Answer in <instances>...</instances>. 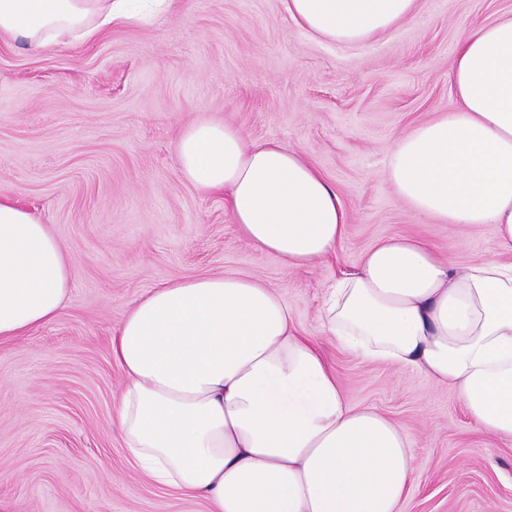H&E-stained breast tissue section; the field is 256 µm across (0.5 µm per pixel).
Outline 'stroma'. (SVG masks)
<instances>
[{
  "label": "stroma",
  "instance_id": "35a3bbf8",
  "mask_svg": "<svg viewBox=\"0 0 512 512\" xmlns=\"http://www.w3.org/2000/svg\"><path fill=\"white\" fill-rule=\"evenodd\" d=\"M509 11L512 0H420L414 19L347 47L301 31L282 0H174L91 42L34 51L0 38V193L77 261L56 319L0 343V512H207L126 456L112 336L161 282L223 272L277 290L348 402L410 436L403 512H512V443L480 431L449 388L341 350L320 321L326 285L377 239L423 237L459 264L495 252L491 226L416 216L383 172L397 138L447 111L464 33ZM201 119L307 156L348 214L336 256L287 272L239 238L223 198L181 173L179 135Z\"/></svg>",
  "mask_w": 512,
  "mask_h": 512
}]
</instances>
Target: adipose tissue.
Segmentation results:
<instances>
[{
	"instance_id": "1",
	"label": "adipose tissue",
	"mask_w": 512,
	"mask_h": 512,
	"mask_svg": "<svg viewBox=\"0 0 512 512\" xmlns=\"http://www.w3.org/2000/svg\"><path fill=\"white\" fill-rule=\"evenodd\" d=\"M133 0H0V36L33 50L90 40L138 18ZM319 42L365 45L418 14L419 0H283ZM454 102L397 139L385 180L416 215L491 225L512 252V13L466 33ZM178 160L223 195L238 235L284 270L335 255L345 208L302 153L230 124L185 129ZM76 274L47 225L0 195V343L51 323ZM323 327L353 356L451 388L477 427L512 443V263L459 265L428 240L392 236L324 290ZM124 374L122 446L155 485L209 512H402L415 476L408 436L345 399L335 373L273 288L243 274L168 281L112 339Z\"/></svg>"
}]
</instances>
